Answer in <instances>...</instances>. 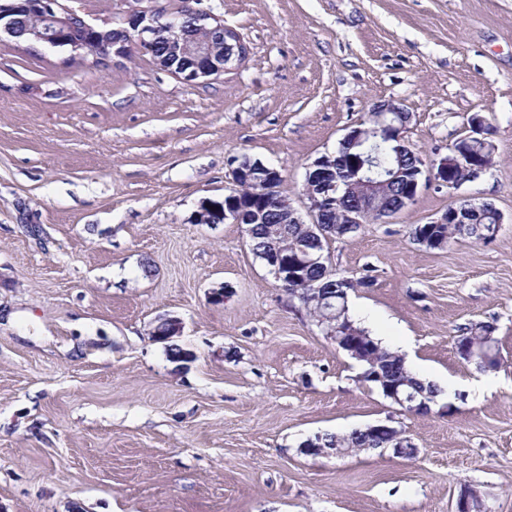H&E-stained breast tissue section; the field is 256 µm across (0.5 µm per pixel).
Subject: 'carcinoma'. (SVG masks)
Here are the masks:
<instances>
[{"label":"carcinoma","mask_w":512,"mask_h":512,"mask_svg":"<svg viewBox=\"0 0 512 512\" xmlns=\"http://www.w3.org/2000/svg\"><path fill=\"white\" fill-rule=\"evenodd\" d=\"M375 157L379 168L386 176H396L389 185L387 203L396 206V211L404 208L402 197L406 190L422 180V169L419 155L406 150L395 134L388 130L373 136ZM355 148L348 143H339L336 153L332 155L333 170L336 182L340 183V191L336 195V207L324 216L323 223L336 228L333 238L341 239L356 232L360 225L344 224V213L358 206L359 200L345 191V186L353 181ZM261 188L250 183H241L237 191L238 197L227 200L231 207L242 210L243 224L246 226V243L250 250L261 260L277 251L293 258L303 248L309 249L314 260L303 264L294 271V276L281 282L290 296L299 300L308 315L321 331H326L328 322L323 320L326 310L323 299L327 298L336 304V326L350 331L352 336H363L369 340L376 368L382 377L389 382H401L413 393L426 396H437L438 391L430 384H424L405 364L404 358L397 352L383 346L370 333L357 325L348 313V292L357 287L371 285L369 277L353 279L334 269L329 256L325 254L328 241L317 246L311 233L310 224H282L276 206L258 195ZM500 214L491 207H476L468 211L465 224H415L410 235L413 241L430 249H443L448 243L460 236H467L476 241L489 242L497 234ZM485 328L481 323L466 327L465 338L475 346V350L485 353V358L474 360L476 366L486 372L495 371L500 365L497 340L484 342ZM321 447L334 448L340 455L357 453L361 448H377L379 441L364 429H354L347 434L325 433L321 436Z\"/></svg>","instance_id":"cac0c4a2"}]
</instances>
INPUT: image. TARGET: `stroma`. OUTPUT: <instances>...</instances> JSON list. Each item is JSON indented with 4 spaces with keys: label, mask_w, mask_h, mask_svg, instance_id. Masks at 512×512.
<instances>
[{
    "label": "stroma",
    "mask_w": 512,
    "mask_h": 512,
    "mask_svg": "<svg viewBox=\"0 0 512 512\" xmlns=\"http://www.w3.org/2000/svg\"><path fill=\"white\" fill-rule=\"evenodd\" d=\"M250 47L189 85L132 50L106 67L0 40V512H452L462 487L512 512V0H203ZM394 100L425 161L480 117L495 162L330 242L373 284L371 335L455 387L452 413L400 412L360 381L246 243L198 224L242 155L280 170L299 212L308 167ZM504 216L488 243L409 237L460 200ZM230 285L224 303L211 291ZM180 317L174 362L151 332ZM493 325L501 366L456 349ZM395 417L415 457L299 445Z\"/></svg>",
    "instance_id": "1"
}]
</instances>
